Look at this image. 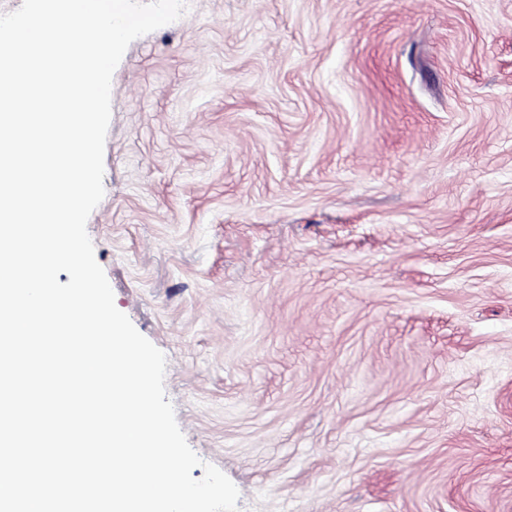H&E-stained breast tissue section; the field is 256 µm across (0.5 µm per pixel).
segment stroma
<instances>
[{
  "instance_id": "obj_1",
  "label": "stroma",
  "mask_w": 512,
  "mask_h": 512,
  "mask_svg": "<svg viewBox=\"0 0 512 512\" xmlns=\"http://www.w3.org/2000/svg\"><path fill=\"white\" fill-rule=\"evenodd\" d=\"M87 232L239 512H512V0H187Z\"/></svg>"
}]
</instances>
